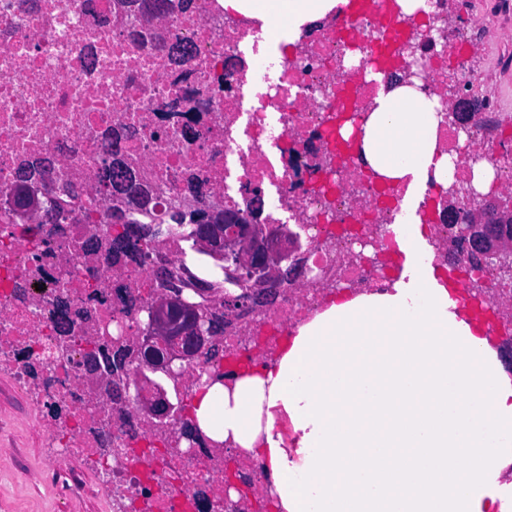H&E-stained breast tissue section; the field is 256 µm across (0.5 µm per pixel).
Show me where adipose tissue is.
Here are the masks:
<instances>
[{
  "label": "adipose tissue",
  "mask_w": 512,
  "mask_h": 512,
  "mask_svg": "<svg viewBox=\"0 0 512 512\" xmlns=\"http://www.w3.org/2000/svg\"><path fill=\"white\" fill-rule=\"evenodd\" d=\"M221 3L290 34L335 0ZM435 124L415 89L380 92L363 138L374 172L451 180ZM458 305L413 278L384 295L337 292L282 347L277 369L202 387L193 415L217 440L261 447L281 512H502L512 376Z\"/></svg>",
  "instance_id": "obj_1"
}]
</instances>
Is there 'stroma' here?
I'll return each instance as SVG.
<instances>
[{"label": "stroma", "mask_w": 512, "mask_h": 512, "mask_svg": "<svg viewBox=\"0 0 512 512\" xmlns=\"http://www.w3.org/2000/svg\"><path fill=\"white\" fill-rule=\"evenodd\" d=\"M461 21L482 31L470 68L484 89L499 98L506 116L495 127L510 136L512 67H505L503 59L512 56V35L493 0H469L461 15L449 17L450 24ZM38 399L33 387L18 395L12 371L0 368V512H112L111 498L99 490L95 464L79 452L59 457L43 420L34 419Z\"/></svg>", "instance_id": "stroma-1"}]
</instances>
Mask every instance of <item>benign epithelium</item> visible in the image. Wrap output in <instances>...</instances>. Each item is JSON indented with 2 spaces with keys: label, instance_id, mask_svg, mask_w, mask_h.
<instances>
[{
  "label": "benign epithelium",
  "instance_id": "obj_1",
  "mask_svg": "<svg viewBox=\"0 0 512 512\" xmlns=\"http://www.w3.org/2000/svg\"><path fill=\"white\" fill-rule=\"evenodd\" d=\"M48 194L39 183L26 189L25 212L33 221L47 218ZM196 237V248L224 259L226 281L241 293L224 298V317L231 322L257 307L268 294L304 282L303 256L297 234L277 224H220L218 205ZM454 233L473 238L482 265L492 270L501 288L512 286V195L500 192L457 217ZM145 335L131 344L139 352L136 364L123 381L126 401L135 402L143 424L169 430L180 424L181 392L190 365L202 362L211 336L205 314L185 293L161 288L142 308Z\"/></svg>",
  "mask_w": 512,
  "mask_h": 512
}]
</instances>
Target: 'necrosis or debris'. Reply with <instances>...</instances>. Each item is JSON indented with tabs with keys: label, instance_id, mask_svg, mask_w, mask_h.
<instances>
[{
	"label": "necrosis or debris",
	"instance_id": "obj_1",
	"mask_svg": "<svg viewBox=\"0 0 512 512\" xmlns=\"http://www.w3.org/2000/svg\"><path fill=\"white\" fill-rule=\"evenodd\" d=\"M152 39L142 44L139 35ZM190 41L183 62L169 49ZM476 33L450 27L448 0H346L330 23L299 29L293 43L268 33L262 21L225 13L219 0H195L186 13L144 18L116 0H0V197L13 192L22 159L50 156L79 189L65 229L40 226L0 210V364L15 368L18 392L39 381L46 404H59L46 429L64 451L95 458L103 492L119 494L118 512L150 500L152 512H251L253 497L277 498L258 453L233 449L243 492L225 489L223 462L208 461L206 437L163 434L140 426L101 422L86 399L85 344L57 358L49 348L67 327L102 330L116 340L140 331L138 316L122 312L115 290L143 287L148 266L89 267L75 239L110 231V195L94 176L112 150L132 157L159 205L183 193L195 173L209 196L253 224H284L307 248L305 285L287 288L270 307L234 321L224 332V355L250 366L274 367L280 346L326 307L336 291L382 293L395 283L396 224L426 229L432 266L447 279H474L467 255L449 261L453 214L448 190L428 178L414 213L408 187H389V205L363 153L361 133L338 136V123L364 125L380 87L412 78L436 112V153L453 165L456 184L475 166L492 174L498 190H512V146L497 140L487 121L500 102L479 96L478 79L463 56ZM456 98L457 113L448 100ZM129 127L112 142L106 132ZM94 224H86V217ZM359 225L356 237L337 233ZM494 288L491 273L480 275ZM68 300V314L55 306ZM473 295L459 312L484 316L489 338L512 331V307L486 296L477 313ZM91 309L83 324L78 313ZM32 364L34 374L24 373Z\"/></svg>",
	"mask_w": 512,
	"mask_h": 512
}]
</instances>
